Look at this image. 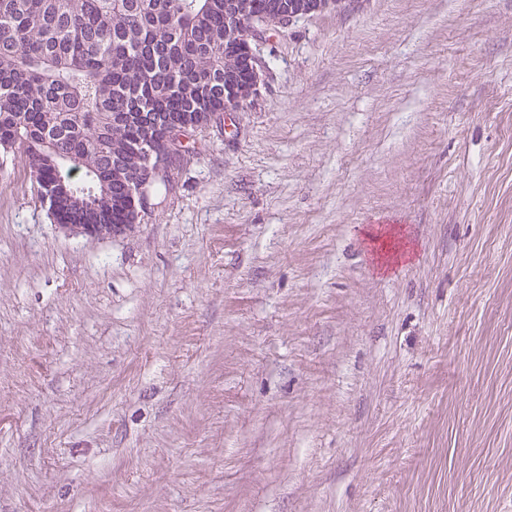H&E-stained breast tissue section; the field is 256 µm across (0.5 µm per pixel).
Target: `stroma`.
I'll return each instance as SVG.
<instances>
[{
    "label": "stroma",
    "instance_id": "stroma-1",
    "mask_svg": "<svg viewBox=\"0 0 512 512\" xmlns=\"http://www.w3.org/2000/svg\"><path fill=\"white\" fill-rule=\"evenodd\" d=\"M268 46L130 233L0 163V512H512V0Z\"/></svg>",
    "mask_w": 512,
    "mask_h": 512
}]
</instances>
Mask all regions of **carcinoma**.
<instances>
[{
    "instance_id": "cac0c4a2",
    "label": "carcinoma",
    "mask_w": 512,
    "mask_h": 512,
    "mask_svg": "<svg viewBox=\"0 0 512 512\" xmlns=\"http://www.w3.org/2000/svg\"><path fill=\"white\" fill-rule=\"evenodd\" d=\"M320 9L322 0H0V154L24 158L60 228L122 233L168 184L172 132L255 95L249 18L276 27Z\"/></svg>"
}]
</instances>
